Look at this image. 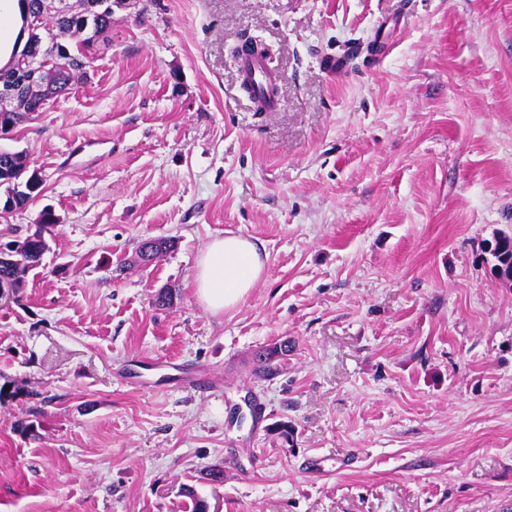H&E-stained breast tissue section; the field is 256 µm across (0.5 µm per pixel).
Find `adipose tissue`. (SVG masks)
Returning a JSON list of instances; mask_svg holds the SVG:
<instances>
[{
	"label": "adipose tissue",
	"instance_id": "adipose-tissue-1",
	"mask_svg": "<svg viewBox=\"0 0 512 512\" xmlns=\"http://www.w3.org/2000/svg\"><path fill=\"white\" fill-rule=\"evenodd\" d=\"M24 0H0V69L9 66L23 49ZM267 254L263 245L240 235L212 239L196 262L194 293L211 314L239 306L261 280Z\"/></svg>",
	"mask_w": 512,
	"mask_h": 512
}]
</instances>
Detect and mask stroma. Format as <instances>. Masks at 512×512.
Returning <instances> with one entry per match:
<instances>
[{
  "mask_svg": "<svg viewBox=\"0 0 512 512\" xmlns=\"http://www.w3.org/2000/svg\"><path fill=\"white\" fill-rule=\"evenodd\" d=\"M244 32L278 111L242 89ZM80 139L112 153L58 167ZM1 147L44 187L0 235L59 222L0 307V512H512V282L487 252L512 230V0H114L88 79ZM227 234L266 273L213 315L190 282ZM288 341L284 343V346L278 348V343H272L262 350H260L255 356V371L256 373L263 376L274 375L278 371L280 363L288 357Z\"/></svg>",
  "mask_w": 512,
  "mask_h": 512,
  "instance_id": "35a3bbf8",
  "label": "stroma"
}]
</instances>
